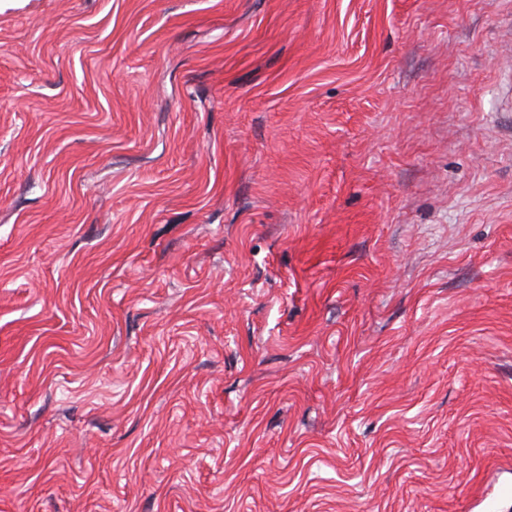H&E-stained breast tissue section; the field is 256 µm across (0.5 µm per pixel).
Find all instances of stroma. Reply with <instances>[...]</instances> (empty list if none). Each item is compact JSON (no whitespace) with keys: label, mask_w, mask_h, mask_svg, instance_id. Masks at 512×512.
I'll return each mask as SVG.
<instances>
[{"label":"stroma","mask_w":512,"mask_h":512,"mask_svg":"<svg viewBox=\"0 0 512 512\" xmlns=\"http://www.w3.org/2000/svg\"><path fill=\"white\" fill-rule=\"evenodd\" d=\"M0 512H512V0L0 10Z\"/></svg>","instance_id":"stroma-1"}]
</instances>
